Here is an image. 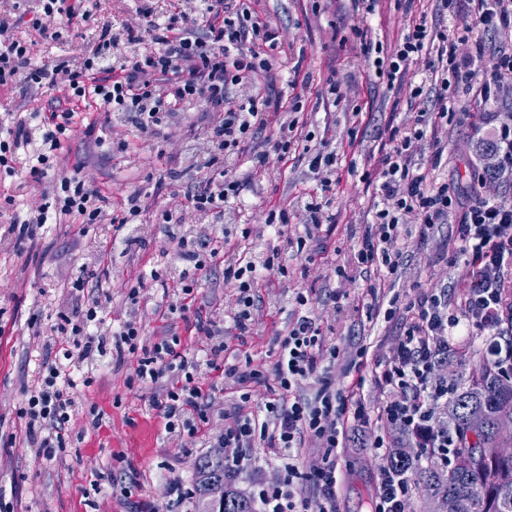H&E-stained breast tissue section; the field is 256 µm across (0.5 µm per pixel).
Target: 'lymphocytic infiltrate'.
I'll use <instances>...</instances> for the list:
<instances>
[{
    "label": "lymphocytic infiltrate",
    "mask_w": 512,
    "mask_h": 512,
    "mask_svg": "<svg viewBox=\"0 0 512 512\" xmlns=\"http://www.w3.org/2000/svg\"><path fill=\"white\" fill-rule=\"evenodd\" d=\"M85 0H38L33 12L0 17V85L29 90L30 111L13 112L0 122V168L12 170L27 151L26 178L32 193L8 227L14 253L45 233L49 224H110L111 238L92 242L61 274L74 299L53 325L32 315L28 333L38 338L45 376L24 392L19 416L25 436L43 456L56 458L67 448L69 427L78 409L76 371L122 366L136 358L135 376L152 393V406L176 441L195 438L199 423L222 415L215 447L224 451L226 472L236 474L274 465L279 481L256 483L252 498L259 512H336V454L362 442V428L378 419L414 435L426 448L446 442L432 425L448 400L447 381L435 376L434 352L456 336L480 331L501 335L508 309L505 288L512 283V201L504 196V177L512 173V108L487 106L512 101V0H435L432 14L406 19L394 48H385L369 27L356 29L358 47L375 77L408 110L395 124L378 130L360 147L356 160L343 162L336 151L313 147L301 101L285 106L275 70L297 39V25L260 16L251 0H172L167 14L144 5L119 25L98 22V38L84 53L36 64L40 41L56 39L77 20H90ZM454 25L442 23V15ZM36 32L21 41L18 26ZM425 79H409L412 71ZM53 91L42 100L38 92ZM203 103L205 123L197 146L181 130L191 122L187 106ZM105 116L108 148L127 155L138 139L160 155L178 160L156 176L149 192L127 195L121 210L82 162L63 152L62 134L72 125L75 104ZM468 124L460 152L476 165L466 182L454 184L440 166L448 149L449 125ZM311 188L291 205L268 203L242 211L246 197L261 194L266 176L292 164ZM359 175L372 187L367 218L350 232L347 255L334 268L343 283L374 274L368 286L369 315L392 320L404 316L398 347L378 360L387 397L370 414L352 394L337 391L328 373L339 351L329 343L308 297L297 294L298 311L280 339L274 387L261 412L246 409L249 394L233 413L204 395L202 369L223 371L240 386L261 382L260 370L228 361L226 327L247 336L259 329L265 309L262 288L283 286L288 268L282 253L311 254L325 226L355 197L342 186L343 175ZM167 225L169 245L150 264L124 267L128 310L118 327L106 326L103 312L112 302L98 268L105 249L130 255L152 242L151 224ZM134 233H126L127 225ZM457 227L453 252L479 273L469 284L462 313L451 311L444 295L383 297L386 279L396 275L410 254L413 229ZM224 273L236 288V311L223 309L197 319L195 329L208 346L205 361L183 355L178 335L151 339L145 332L149 283L171 282L176 292L167 310L188 307L211 270ZM316 380L313 398L304 387ZM326 449L323 464L305 475L296 454L306 439ZM258 448L272 449L268 458Z\"/></svg>",
    "instance_id": "lymphocytic-infiltrate-1"
}]
</instances>
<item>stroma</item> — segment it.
Listing matches in <instances>:
<instances>
[{"label": "stroma", "mask_w": 512, "mask_h": 512, "mask_svg": "<svg viewBox=\"0 0 512 512\" xmlns=\"http://www.w3.org/2000/svg\"><path fill=\"white\" fill-rule=\"evenodd\" d=\"M254 8L299 24L297 48L283 60L282 69L288 72L300 66L306 80L299 93L312 129L331 140L337 151L347 150L348 145L338 136L342 112L324 103L319 94L327 77L355 78L357 102L368 117L360 126L365 140H372L376 127L388 123L393 114L406 112L405 99L375 85L367 61L354 58L345 45L353 37L352 26L365 21L383 35L387 45H394L405 23L402 11L386 5L380 14L364 20L353 13L348 0H338L335 13L322 18L313 15L312 0H256ZM331 25L339 37L335 43L324 39ZM96 34L93 22H79L61 38L39 45L37 60L49 63L76 55L94 44ZM100 119L99 113L80 108L66 145L72 158L85 161L97 173L117 206L128 194L149 190L151 173L167 166L168 160L137 145L132 148L134 158L130 161L96 147L85 137L84 129L93 121L97 134H104ZM347 220L345 213L337 214L311 272H304L303 258L289 259L288 281L285 287L273 289L260 332L230 335L226 342L237 360L252 359L254 367L272 374L276 335L286 330L296 310V294L304 293L321 320L336 322L340 356L331 372L333 385L349 392L354 375L362 374L364 385L357 397L373 411L384 398L376 361L396 350L400 329L394 322L368 319L364 280L344 286L334 274L338 252L350 245ZM455 231V225L445 224L428 237L413 240L411 256L395 282L396 291L414 298L420 290H433L447 295L453 305H463L472 269L447 261ZM110 234L104 224L63 226L27 245L23 255L0 248V439L14 441L11 447L0 446V487L7 490L6 505L0 512H130L134 501L140 502V512H154L165 505L167 481L178 477L192 484L193 463L205 453L201 438L192 447H174L163 418L149 404L148 392L132 380L136 367L132 360L119 368L94 370L92 384L80 395L71 446L60 457L46 460L25 440L18 410L24 389L37 378L40 365L39 353L28 334V317L38 312L52 323L58 311L71 306L68 290L57 278L58 269L71 264L81 246ZM235 294V289L225 284L223 274L215 273L202 282L187 311L167 318L149 316L146 332L151 337L177 334L183 355L191 360L204 359L205 344L194 330L196 318L218 305L225 313H232ZM337 306L342 314L336 318L332 311ZM354 361L360 362L359 371L349 370V363ZM336 463L340 473L337 512H367L369 498L381 479L382 460L372 449L346 448L339 451ZM104 493L109 496L105 502L100 499Z\"/></svg>", "instance_id": "1"}]
</instances>
